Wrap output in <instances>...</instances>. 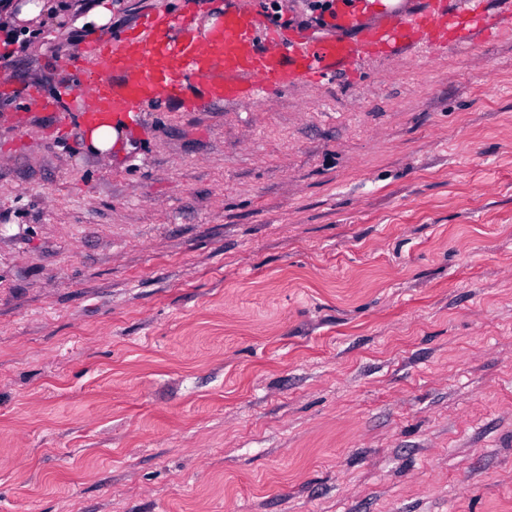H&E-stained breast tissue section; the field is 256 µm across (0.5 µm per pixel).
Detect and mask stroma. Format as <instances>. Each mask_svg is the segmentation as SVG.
Wrapping results in <instances>:
<instances>
[{
  "label": "stroma",
  "mask_w": 512,
  "mask_h": 512,
  "mask_svg": "<svg viewBox=\"0 0 512 512\" xmlns=\"http://www.w3.org/2000/svg\"><path fill=\"white\" fill-rule=\"evenodd\" d=\"M71 30L0 58V512H512V28L108 152ZM121 131L112 125L93 126L89 130L92 146L99 151H109L118 141Z\"/></svg>",
  "instance_id": "stroma-1"
}]
</instances>
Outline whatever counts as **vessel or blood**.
Returning a JSON list of instances; mask_svg holds the SVG:
<instances>
[{
	"label": "vessel or blood",
	"instance_id": "1",
	"mask_svg": "<svg viewBox=\"0 0 512 512\" xmlns=\"http://www.w3.org/2000/svg\"><path fill=\"white\" fill-rule=\"evenodd\" d=\"M488 0H470L466 13L422 6L399 22L366 25L350 0H336L339 35L306 39L274 25L252 6L224 10L212 28H198L193 14H162L141 26L82 43L68 61L70 76L86 85L93 102L87 125L123 123L147 100H184L189 109L216 104L252 105L300 81L319 82L349 71L370 52L428 54L445 42L478 40L499 22Z\"/></svg>",
	"mask_w": 512,
	"mask_h": 512
}]
</instances>
